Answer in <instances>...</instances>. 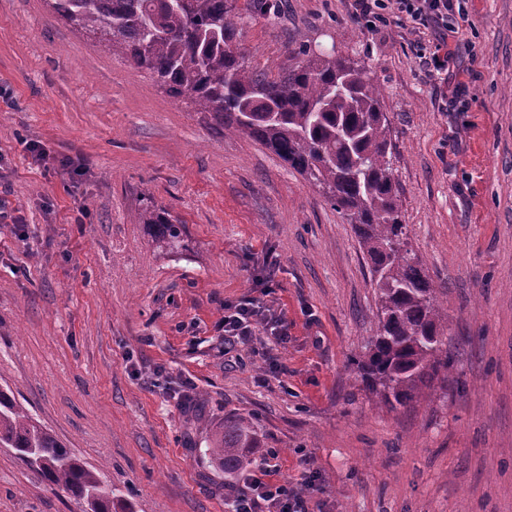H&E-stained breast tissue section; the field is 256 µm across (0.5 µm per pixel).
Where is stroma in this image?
Wrapping results in <instances>:
<instances>
[{
  "label": "stroma",
  "mask_w": 512,
  "mask_h": 512,
  "mask_svg": "<svg viewBox=\"0 0 512 512\" xmlns=\"http://www.w3.org/2000/svg\"><path fill=\"white\" fill-rule=\"evenodd\" d=\"M237 0L249 66L302 49L369 67L410 249L445 303L447 383L387 411L354 365L377 331L371 262L322 189L52 14L0 0V389L133 512H232L205 451L253 422L310 512H512V0L431 27L352 0ZM181 224L163 247L145 206ZM288 322L224 338V306ZM276 373L265 374V357ZM0 447V512H84Z\"/></svg>",
  "instance_id": "35a3bbf8"
}]
</instances>
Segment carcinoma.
Here are the masks:
<instances>
[{"instance_id": "1", "label": "carcinoma", "mask_w": 512, "mask_h": 512, "mask_svg": "<svg viewBox=\"0 0 512 512\" xmlns=\"http://www.w3.org/2000/svg\"><path fill=\"white\" fill-rule=\"evenodd\" d=\"M53 12L149 71L175 98L189 99L226 132L245 133L322 187L354 224L371 259L379 325L365 387L392 411L427 396L452 371L436 288L409 248L390 155L389 124L373 72L334 53L305 58L276 76L254 71L237 41L235 0H51ZM142 223L181 242L180 223L152 209ZM0 447L12 448L46 484L62 486L90 512H131L99 476L0 390ZM259 440L243 416L224 420L206 449L231 476Z\"/></svg>"}]
</instances>
